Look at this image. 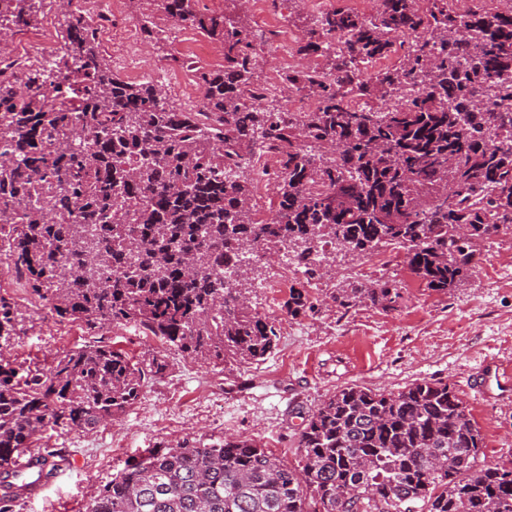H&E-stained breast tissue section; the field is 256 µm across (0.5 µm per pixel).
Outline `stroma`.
I'll return each instance as SVG.
<instances>
[{
    "label": "stroma",
    "instance_id": "1",
    "mask_svg": "<svg viewBox=\"0 0 512 512\" xmlns=\"http://www.w3.org/2000/svg\"><path fill=\"white\" fill-rule=\"evenodd\" d=\"M334 278L310 280L312 312L289 318L287 289L270 292L279 263L267 265L250 294L253 308L287 323L274 352L245 366L202 365L169 353L165 376L145 383L138 402L119 418L90 431L59 427L40 446L60 449L67 466L16 512H86L99 488L127 458L160 444L209 445L227 435L264 444L296 465L303 417L328 395L349 385L398 391L417 381L448 382L464 400L484 437L480 461L512 464V389L479 372L494 360L512 367V236L481 246L469 276L448 292L418 285L404 263L372 269L367 258L342 251ZM396 280L398 307L343 309L330 298L339 282ZM0 296L24 314L7 350L10 359L47 366L52 357L93 340L137 359L160 351L135 324L96 331L44 310L29 288L0 285Z\"/></svg>",
    "mask_w": 512,
    "mask_h": 512
}]
</instances>
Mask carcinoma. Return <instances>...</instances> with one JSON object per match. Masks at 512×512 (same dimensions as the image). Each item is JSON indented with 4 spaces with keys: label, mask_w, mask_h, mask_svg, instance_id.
Masks as SVG:
<instances>
[{
    "label": "carcinoma",
    "mask_w": 512,
    "mask_h": 512,
    "mask_svg": "<svg viewBox=\"0 0 512 512\" xmlns=\"http://www.w3.org/2000/svg\"><path fill=\"white\" fill-rule=\"evenodd\" d=\"M43 2L0 0V31L39 18ZM50 2L66 18L56 79L45 83L40 65L0 75V258L62 320L88 330L133 322L203 364H257L278 333L250 288L224 281L229 260L284 250L311 279L338 250L395 245L425 287L446 292L485 241L512 231V9L463 17L448 0H383L371 18L321 15L297 48L318 62L281 75L318 106L284 121L246 103L256 53L245 24L201 14L196 0H139L224 48L223 68L199 73L203 123L154 84L119 78L73 0ZM394 55L366 78L356 68ZM260 137L278 146L281 168L261 224L252 177L224 178ZM400 298L390 279L332 293L346 309L393 310ZM285 306L293 318L313 310L305 284ZM22 316L0 296V512L35 489L11 475L21 452L52 427L117 418L169 367L98 341L46 369L16 364L3 349ZM482 448L444 381L350 386L308 414L295 468L254 439L146 448L86 512H512V467H477ZM60 458L37 450L48 475Z\"/></svg>",
    "instance_id": "1"
}]
</instances>
